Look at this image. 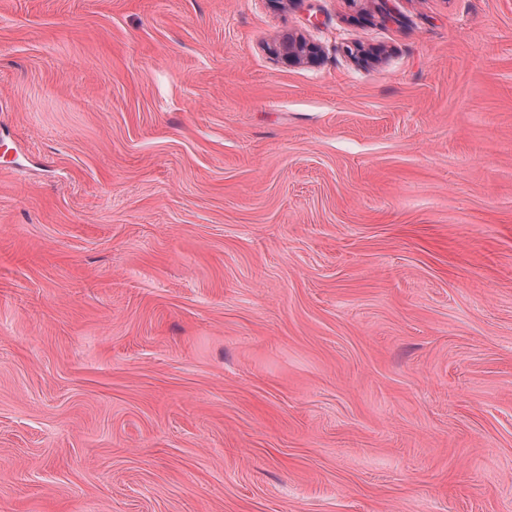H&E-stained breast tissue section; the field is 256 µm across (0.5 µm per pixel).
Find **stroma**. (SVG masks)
<instances>
[{
	"label": "stroma",
	"instance_id": "35a3bbf8",
	"mask_svg": "<svg viewBox=\"0 0 512 512\" xmlns=\"http://www.w3.org/2000/svg\"><path fill=\"white\" fill-rule=\"evenodd\" d=\"M0 512H512V0H0Z\"/></svg>",
	"mask_w": 512,
	"mask_h": 512
}]
</instances>
